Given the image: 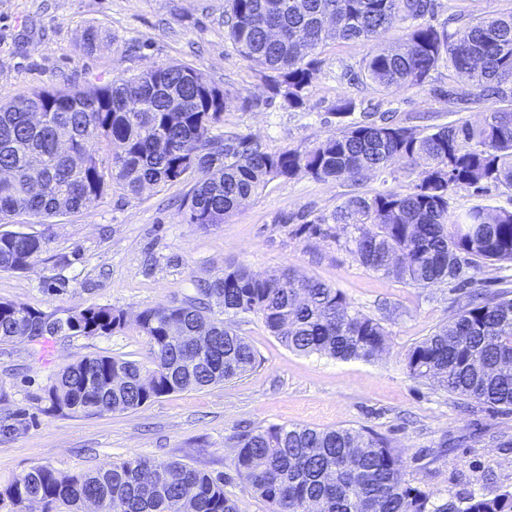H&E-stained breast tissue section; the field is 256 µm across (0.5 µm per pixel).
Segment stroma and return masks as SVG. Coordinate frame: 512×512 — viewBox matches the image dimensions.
Instances as JSON below:
<instances>
[{
	"label": "stroma",
	"instance_id": "stroma-1",
	"mask_svg": "<svg viewBox=\"0 0 512 512\" xmlns=\"http://www.w3.org/2000/svg\"><path fill=\"white\" fill-rule=\"evenodd\" d=\"M430 24L455 31L487 13L512 15V0H434ZM225 0H0V104L41 87L111 81L170 62L190 64L224 88L228 107L219 131L261 141L269 151L309 149L347 123L335 111L349 99L421 134L467 121L480 124L486 107L512 109V99L489 106L457 104L446 67L416 87L381 88L358 73L371 51L394 45L393 29L379 40L327 39L315 52L320 71L306 104H267L259 69L225 35ZM100 33L85 52L86 29ZM204 177L155 187L139 197L112 189L91 209L49 224H21L42 235L43 252L24 271H0V301L66 316L97 304L124 311L127 325L109 336H53L0 343V486L32 467L77 474L133 456L178 460L224 476L237 512H271L232 466L240 434L273 424L316 430L364 428L386 437L406 480L441 504L460 493L492 496L512 487V410L467 408L464 401L405 366L408 350L446 324L469 295L512 291V262L468 271L467 287L443 281L410 286L362 266L346 240L351 226L331 224L321 236L304 219L333 213L355 195L412 191L417 174L400 161L385 173L321 181L301 173L275 180L224 223H186L183 202ZM483 205L512 210V188H455L449 210ZM246 264L253 272L293 268L343 292L361 313L388 331V351L372 360L340 361L288 350L259 315L232 324L257 352L253 369L202 390L175 392L133 411L74 416L49 410L46 388L65 366L106 355L150 366L137 315L195 298L199 281Z\"/></svg>",
	"mask_w": 512,
	"mask_h": 512
}]
</instances>
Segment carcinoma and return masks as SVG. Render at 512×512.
Wrapping results in <instances>:
<instances>
[{"label":"carcinoma","mask_w":512,"mask_h":512,"mask_svg":"<svg viewBox=\"0 0 512 512\" xmlns=\"http://www.w3.org/2000/svg\"><path fill=\"white\" fill-rule=\"evenodd\" d=\"M433 0H227L228 39L247 61L268 73L271 98L290 109L305 105L319 68L314 51L327 37L371 41L393 27L398 45L371 53L365 79L382 88L420 86L445 63L462 84L457 95L484 103L512 98V15L489 13L449 34L430 23ZM227 107L224 89L185 63L160 64L132 77L85 88H42L0 105V223L26 216L50 218L93 207L117 188L137 196L146 186L176 182L201 170L184 202L190 224L224 223L267 184L300 172L316 179L361 180L399 159L417 171L407 194L348 199L329 216L307 221L351 224L352 252L364 267L412 286L458 278L460 258L512 262V211L475 206L448 217L458 186L512 187V110L487 109L478 126L455 123L419 136L376 120L356 103L336 105L352 117L344 130L308 150L269 152L249 136L216 132ZM371 228H366V225ZM33 233H0V270L21 271L44 250ZM200 297L150 308L137 318L153 367L112 356L84 357L57 374L46 389L49 409L72 415L134 410L164 395L199 390L252 369L248 338L208 315L214 298L227 316L255 313L288 349L335 359L371 361L387 348L379 320L354 309L339 290L291 270L257 276L243 264L199 285ZM126 316L107 306L77 307L65 317L0 301V343L59 334L107 336ZM201 329L211 341L190 347L182 333ZM512 296L502 291L466 303L406 354L418 379H431L468 401L512 409ZM125 382L115 386L112 376ZM232 465L272 512H512V489L473 494L440 505L403 478L389 442L367 431H318L272 425L238 438ZM95 500L98 512H236L224 494V474L180 461L134 456L93 472L67 474L39 465L0 488L7 512H80Z\"/></svg>","instance_id":"1"}]
</instances>
